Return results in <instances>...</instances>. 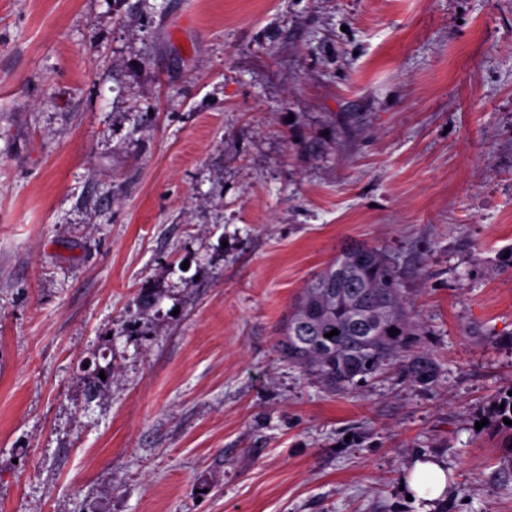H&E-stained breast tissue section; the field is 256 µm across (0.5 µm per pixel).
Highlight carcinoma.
<instances>
[{"label": "carcinoma", "instance_id": "carcinoma-1", "mask_svg": "<svg viewBox=\"0 0 512 512\" xmlns=\"http://www.w3.org/2000/svg\"><path fill=\"white\" fill-rule=\"evenodd\" d=\"M334 329L339 334L325 337ZM421 334L393 267L378 249L354 245L311 273L283 321L276 351L331 392L393 363L409 381L429 385L437 364L411 353Z\"/></svg>", "mask_w": 512, "mask_h": 512}]
</instances>
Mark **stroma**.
I'll list each match as a JSON object with an SVG mask.
<instances>
[{
    "mask_svg": "<svg viewBox=\"0 0 512 512\" xmlns=\"http://www.w3.org/2000/svg\"><path fill=\"white\" fill-rule=\"evenodd\" d=\"M352 243L434 383L278 357ZM509 391L512 0H0V512H512ZM501 404H504V410L500 409ZM496 415L499 418V435L501 439V447L506 453L505 458L512 462V425H506L503 418L512 421V395L504 396L499 399L496 407ZM410 495L426 500L438 499L448 489V475L435 461L418 462L408 480Z\"/></svg>",
    "mask_w": 512,
    "mask_h": 512,
    "instance_id": "1",
    "label": "stroma"
}]
</instances>
